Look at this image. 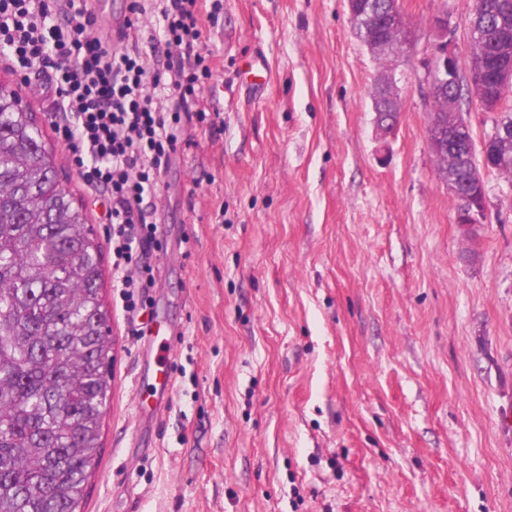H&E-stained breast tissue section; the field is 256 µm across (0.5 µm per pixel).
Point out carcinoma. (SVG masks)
I'll return each instance as SVG.
<instances>
[{
    "mask_svg": "<svg viewBox=\"0 0 512 512\" xmlns=\"http://www.w3.org/2000/svg\"><path fill=\"white\" fill-rule=\"evenodd\" d=\"M390 2L373 0L352 26L362 43L397 54L406 43L384 20ZM468 32L495 89L499 70L512 64L500 53L502 39L512 40V0H476ZM372 99L381 117L397 120V99L378 85ZM449 136L451 146L436 157L443 179L460 185L461 211L471 205L480 163L467 124ZM485 143L489 158L504 162V143ZM86 221L62 187L36 113L1 84L0 512H84L112 390L102 247Z\"/></svg>",
    "mask_w": 512,
    "mask_h": 512,
    "instance_id": "cac0c4a2",
    "label": "carcinoma"
}]
</instances>
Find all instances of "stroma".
<instances>
[{
	"mask_svg": "<svg viewBox=\"0 0 512 512\" xmlns=\"http://www.w3.org/2000/svg\"><path fill=\"white\" fill-rule=\"evenodd\" d=\"M401 2L389 56L346 0H221L206 21L216 72L160 182L146 310L103 281L117 358L85 512H512V173L458 223L428 133L433 23L469 61L475 0ZM1 82L107 243L37 82L0 54ZM393 82H394V76L392 74H387V75L383 76L378 81L379 84L378 83L375 84L373 91H372V95H371L372 99H373V103L376 104V107H377L376 110L379 113V115L382 117V119L390 118L393 120V123L390 125L391 130L393 129V127L396 123L397 115H398L397 99L390 98V97L386 96L385 92L381 89V87L384 89H388V88L392 87Z\"/></svg>",
	"mask_w": 512,
	"mask_h": 512,
	"instance_id": "obj_1",
	"label": "stroma"
}]
</instances>
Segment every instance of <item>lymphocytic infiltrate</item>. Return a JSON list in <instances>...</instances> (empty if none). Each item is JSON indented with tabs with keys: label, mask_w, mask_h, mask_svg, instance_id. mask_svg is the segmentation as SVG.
Wrapping results in <instances>:
<instances>
[{
	"label": "lymphocytic infiltrate",
	"mask_w": 512,
	"mask_h": 512,
	"mask_svg": "<svg viewBox=\"0 0 512 512\" xmlns=\"http://www.w3.org/2000/svg\"><path fill=\"white\" fill-rule=\"evenodd\" d=\"M205 2L159 0L160 33L147 48L142 0H132L112 45L87 0H0V51L22 83L45 74L69 162L91 195L107 199L112 277L129 312L155 285L146 262L159 244L154 197L184 141L181 114L214 75Z\"/></svg>",
	"instance_id": "lymphocytic-infiltrate-1"
}]
</instances>
